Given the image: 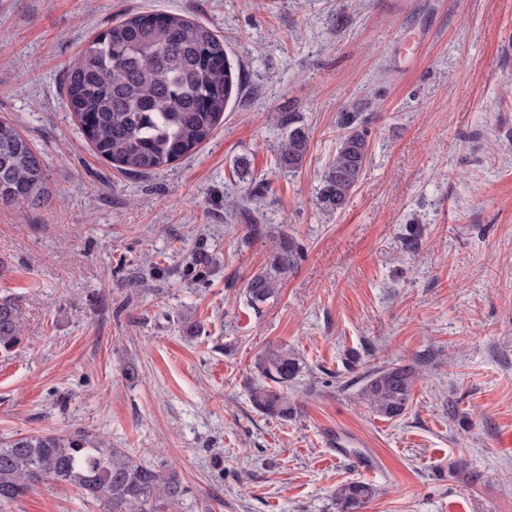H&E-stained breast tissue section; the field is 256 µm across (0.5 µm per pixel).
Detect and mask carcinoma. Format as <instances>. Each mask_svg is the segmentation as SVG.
<instances>
[{"label":"carcinoma","mask_w":512,"mask_h":512,"mask_svg":"<svg viewBox=\"0 0 512 512\" xmlns=\"http://www.w3.org/2000/svg\"><path fill=\"white\" fill-rule=\"evenodd\" d=\"M240 88L224 40L206 25L171 12H142L94 36L67 71L65 95L85 138L101 158L122 171L147 174L165 168L206 142L221 123L224 109ZM288 137L279 159L302 166L307 153L305 131L287 121ZM336 155L325 173L319 203L326 211L343 209L369 162V132L358 113L344 112L339 121ZM49 197L41 156L14 124L0 120V205L37 206ZM293 245L283 242L273 257L280 271L292 263ZM275 292L266 273L252 275L249 301L258 305ZM18 305L0 297V349L20 340ZM267 382L252 390L255 408L283 420L297 407L288 387L301 372L296 354L271 347L257 363ZM414 384L410 366L381 367L363 377L361 395L379 414L401 416ZM70 484L108 512H158L174 504L183 486L173 470L136 461L78 433L61 436L34 432L0 440V510L36 486ZM375 489L349 481L336 489L340 512H360Z\"/></svg>","instance_id":"carcinoma-1"}]
</instances>
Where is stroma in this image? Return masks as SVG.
I'll return each mask as SVG.
<instances>
[{"label":"stroma","mask_w":512,"mask_h":512,"mask_svg":"<svg viewBox=\"0 0 512 512\" xmlns=\"http://www.w3.org/2000/svg\"><path fill=\"white\" fill-rule=\"evenodd\" d=\"M151 10L222 36L241 92L192 155L143 175L96 155L63 82L86 40ZM352 111L371 156L330 213ZM286 115L309 138L295 170ZM0 119L50 186L0 206L21 323L0 439L81 432L165 464L184 487L170 512H337L348 481L376 489L362 512H512V0H0ZM200 245L204 281L186 272ZM260 272L276 291L255 306ZM276 346L304 362L286 421L250 402ZM393 365L416 382L389 419L361 378ZM1 512L106 507L43 484ZM275 292V285L272 278L266 273H257L252 275L246 285L245 294L249 301L258 305L268 300Z\"/></svg>","instance_id":"stroma-1"}]
</instances>
